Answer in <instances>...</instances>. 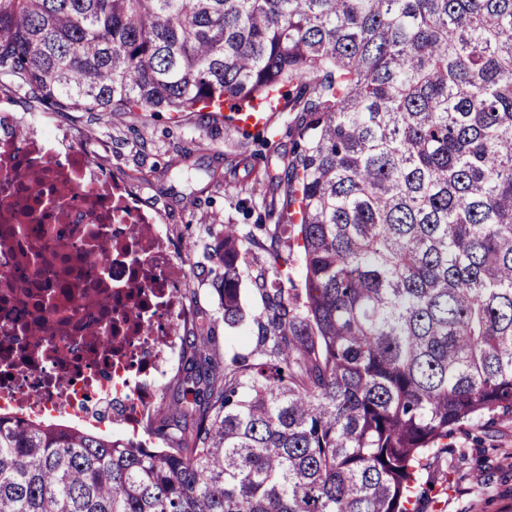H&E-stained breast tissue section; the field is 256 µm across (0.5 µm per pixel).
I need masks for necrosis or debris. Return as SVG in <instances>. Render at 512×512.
<instances>
[{"label":"necrosis or debris","mask_w":512,"mask_h":512,"mask_svg":"<svg viewBox=\"0 0 512 512\" xmlns=\"http://www.w3.org/2000/svg\"><path fill=\"white\" fill-rule=\"evenodd\" d=\"M0 115V411L138 434L180 360L186 254L125 182Z\"/></svg>","instance_id":"1"}]
</instances>
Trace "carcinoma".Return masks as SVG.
<instances>
[{"mask_svg": "<svg viewBox=\"0 0 512 512\" xmlns=\"http://www.w3.org/2000/svg\"><path fill=\"white\" fill-rule=\"evenodd\" d=\"M0 82L72 112L305 113L246 352L182 337L141 440L0 413V512H419L512 413V0H0ZM253 231L222 230L224 324Z\"/></svg>", "mask_w": 512, "mask_h": 512, "instance_id": "1", "label": "carcinoma"}]
</instances>
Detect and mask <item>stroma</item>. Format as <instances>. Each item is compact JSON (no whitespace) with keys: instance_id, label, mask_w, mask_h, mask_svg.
<instances>
[{"instance_id":"35a3bbf8","label":"stroma","mask_w":512,"mask_h":512,"mask_svg":"<svg viewBox=\"0 0 512 512\" xmlns=\"http://www.w3.org/2000/svg\"><path fill=\"white\" fill-rule=\"evenodd\" d=\"M18 114L23 132L62 131L94 163L125 181L145 208L155 210L175 246L197 263L188 277L191 325L211 329L223 357L243 352L253 319L263 308L251 281L241 287L243 318L224 324L218 276L223 272L222 227L251 228L243 189L282 202L281 178L302 115L276 112L268 127L243 130L223 117L195 112H53L30 93L0 88V111ZM466 458L441 455L427 471L434 500L424 512H512V416L486 413L457 436Z\"/></svg>"}]
</instances>
